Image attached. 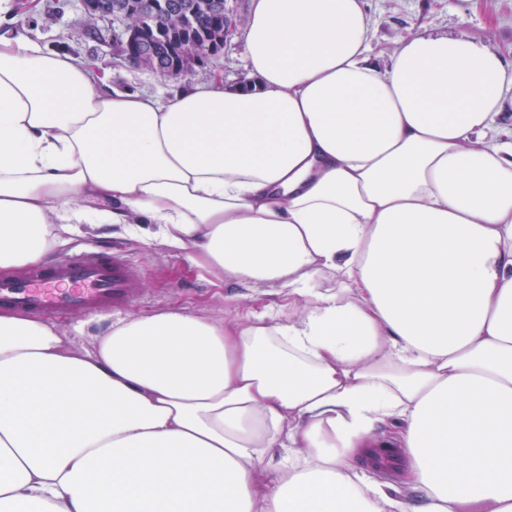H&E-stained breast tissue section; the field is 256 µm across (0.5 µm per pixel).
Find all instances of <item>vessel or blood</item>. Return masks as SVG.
I'll return each mask as SVG.
<instances>
[{
  "label": "vessel or blood",
  "instance_id": "obj_1",
  "mask_svg": "<svg viewBox=\"0 0 512 512\" xmlns=\"http://www.w3.org/2000/svg\"><path fill=\"white\" fill-rule=\"evenodd\" d=\"M141 293L139 280L119 253L88 252L20 278L0 279V309L44 319L87 310H119Z\"/></svg>",
  "mask_w": 512,
  "mask_h": 512
}]
</instances>
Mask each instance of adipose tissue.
<instances>
[{"instance_id":"1","label":"adipose tissue","mask_w":512,"mask_h":512,"mask_svg":"<svg viewBox=\"0 0 512 512\" xmlns=\"http://www.w3.org/2000/svg\"><path fill=\"white\" fill-rule=\"evenodd\" d=\"M371 37L365 0H250L256 84L161 98L0 35V269L142 219L288 297L89 349L0 312V512H512V62L424 33L382 68Z\"/></svg>"}]
</instances>
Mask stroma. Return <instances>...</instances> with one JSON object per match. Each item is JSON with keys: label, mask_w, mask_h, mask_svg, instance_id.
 <instances>
[{"label": "stroma", "mask_w": 512, "mask_h": 512, "mask_svg": "<svg viewBox=\"0 0 512 512\" xmlns=\"http://www.w3.org/2000/svg\"><path fill=\"white\" fill-rule=\"evenodd\" d=\"M368 8L373 20L369 57L374 63L386 64L402 39L425 31L464 35L512 60V0H368ZM224 12L235 27L230 44L208 64L194 66L178 84L125 62L117 40L120 23L106 21L89 27L81 0H0V31L67 53L78 62L95 60L113 89L165 96L178 85L207 84L217 69L227 83H253L245 67L248 0H225ZM63 239L51 258L98 247H113L125 254L142 284L141 297L124 310L128 316L180 309L223 322L246 314L258 302L276 308L286 303L283 295L269 287L247 289L188 269L179 253L158 240L132 237L108 224L96 229L81 224L65 232Z\"/></svg>", "instance_id": "1"}]
</instances>
